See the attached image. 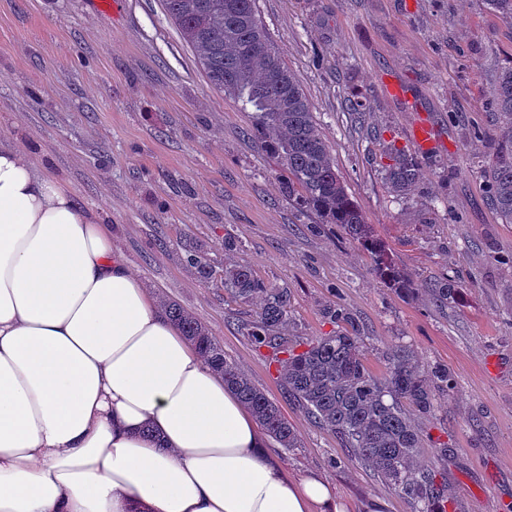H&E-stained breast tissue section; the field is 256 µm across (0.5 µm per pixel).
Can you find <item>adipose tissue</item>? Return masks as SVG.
Instances as JSON below:
<instances>
[{"instance_id":"adipose-tissue-1","label":"adipose tissue","mask_w":512,"mask_h":512,"mask_svg":"<svg viewBox=\"0 0 512 512\" xmlns=\"http://www.w3.org/2000/svg\"><path fill=\"white\" fill-rule=\"evenodd\" d=\"M62 182L0 149V512H344Z\"/></svg>"}]
</instances>
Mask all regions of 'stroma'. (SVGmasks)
I'll return each mask as SVG.
<instances>
[{"instance_id":"obj_1","label":"stroma","mask_w":512,"mask_h":512,"mask_svg":"<svg viewBox=\"0 0 512 512\" xmlns=\"http://www.w3.org/2000/svg\"><path fill=\"white\" fill-rule=\"evenodd\" d=\"M257 6L348 194L411 275L412 295L390 290L341 226L289 203L275 160L246 133V113L210 85L162 0H116L112 11L94 0H0V146L29 153L84 212L111 224L154 301L191 312L280 406L300 445L268 449L288 476H324L347 512L375 497L409 512L289 398L277 364L243 330L256 305L204 282L185 262L190 248L214 278L244 265L287 288L288 336L332 331L323 309L337 302L358 324L374 374L395 345L426 369H448L452 390L415 417L448 443V498L455 512H512V222L491 205L486 178L499 148L492 90L512 66V23L485 0ZM387 81L406 99L386 96ZM357 99L364 109L354 113ZM419 118L434 132L421 154L411 137ZM392 145L417 154L422 171L402 195L382 172ZM446 280L458 294L440 306L431 290Z\"/></svg>"}]
</instances>
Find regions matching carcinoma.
Returning a JSON list of instances; mask_svg holds the SVG:
<instances>
[{"mask_svg":"<svg viewBox=\"0 0 512 512\" xmlns=\"http://www.w3.org/2000/svg\"><path fill=\"white\" fill-rule=\"evenodd\" d=\"M164 7L210 83L248 114L251 137L280 166L288 202L314 214L321 224L341 225L370 254L392 290L411 293L410 275L392 264L340 180L308 99L270 40L256 0H164ZM494 97L501 146L487 176L493 207L512 222V68L500 76ZM389 160L385 178L394 192L403 194L420 177L419 161L396 148ZM221 286L236 299L259 300L256 318L244 325L248 339L281 363L288 395L316 424L341 439L346 461L369 464L403 495L411 512H447L445 473L419 463L423 438L407 407L422 414L434 411L432 379L449 390L448 371L429 375L410 350L397 346L386 357V372L376 376L365 364L358 328L343 308L330 306L326 314L350 329L294 343L284 334L288 289L269 287L251 268L236 265L225 268ZM456 292L449 281L432 289L441 304L454 302ZM163 307L167 319L224 376L266 435L282 448L299 447L298 433L278 404L226 357L209 329L175 301Z\"/></svg>","mask_w":512,"mask_h":512,"instance_id":"obj_1","label":"carcinoma"}]
</instances>
